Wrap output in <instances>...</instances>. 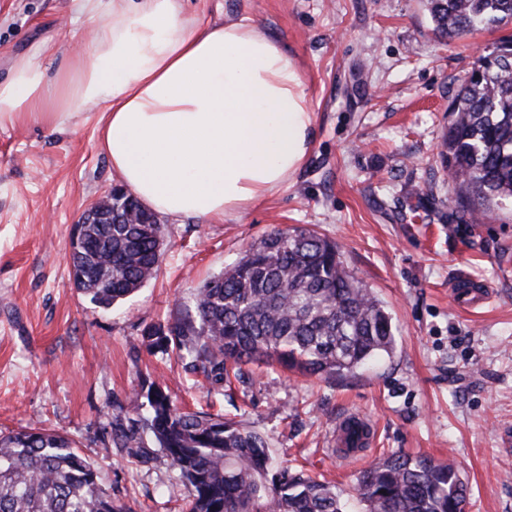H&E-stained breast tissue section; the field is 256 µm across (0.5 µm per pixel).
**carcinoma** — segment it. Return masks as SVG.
<instances>
[{"mask_svg":"<svg viewBox=\"0 0 512 512\" xmlns=\"http://www.w3.org/2000/svg\"><path fill=\"white\" fill-rule=\"evenodd\" d=\"M435 31L453 38L512 22V0H427ZM441 160L467 215L512 200V39L480 57L448 106ZM123 218L148 224H90L70 251L81 291L109 309L156 277L165 228L132 196L112 198ZM194 314L147 326L161 353L175 352L219 390L229 370L253 362L302 375L343 378L392 356L395 328L382 302L344 264L336 242L316 231L276 229L194 295ZM106 448L140 465L164 454L189 487L188 512H346L336 488L301 472L269 475L265 437L220 414L184 411L162 385L140 381L103 426ZM364 512H464L466 485L451 462L393 454L359 478ZM0 512H125L69 438L29 428L0 436Z\"/></svg>","mask_w":512,"mask_h":512,"instance_id":"obj_1","label":"carcinoma"}]
</instances>
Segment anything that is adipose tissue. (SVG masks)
I'll return each mask as SVG.
<instances>
[{
    "instance_id": "adipose-tissue-1",
    "label": "adipose tissue",
    "mask_w": 512,
    "mask_h": 512,
    "mask_svg": "<svg viewBox=\"0 0 512 512\" xmlns=\"http://www.w3.org/2000/svg\"><path fill=\"white\" fill-rule=\"evenodd\" d=\"M96 35L48 39L0 81V123L58 130L96 112L98 146L155 212L221 221L305 163L314 112L301 71L252 24L201 23L183 0H75ZM59 57L56 69L43 63Z\"/></svg>"
}]
</instances>
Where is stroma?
<instances>
[{
    "mask_svg": "<svg viewBox=\"0 0 512 512\" xmlns=\"http://www.w3.org/2000/svg\"><path fill=\"white\" fill-rule=\"evenodd\" d=\"M200 21H250L278 41L305 79L315 114L303 167L263 203L220 223L160 216V273L110 310L74 287L66 255L83 210L118 184L94 120L59 133L30 120L0 125V432L64 435L127 512H184L189 490L169 461L146 466L103 449L100 428L141 377L177 404L222 412L264 435L271 468L309 471L363 512L354 489L380 457L453 461L465 512H512V209L458 213L439 152L448 104L478 57L512 25L448 40L424 0H186ZM73 0H0V80L18 55L73 27ZM305 226L336 241L345 265L396 327L393 357L325 380L246 365L224 393L197 386L181 361L151 351L147 325L193 309V294L276 228ZM491 295L455 306L461 277ZM359 412L376 442L334 452L339 417Z\"/></svg>",
    "mask_w": 512,
    "mask_h": 512,
    "instance_id": "1",
    "label": "stroma"
}]
</instances>
